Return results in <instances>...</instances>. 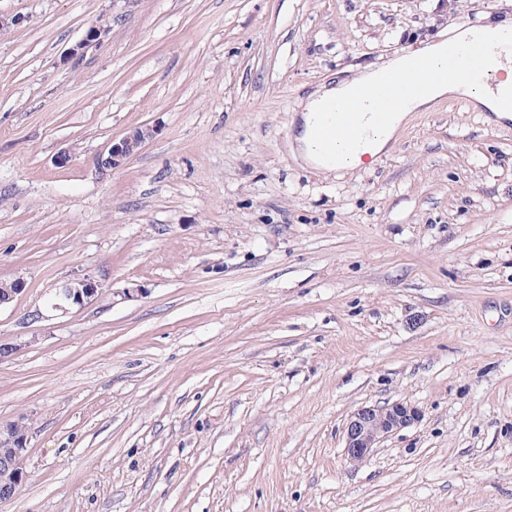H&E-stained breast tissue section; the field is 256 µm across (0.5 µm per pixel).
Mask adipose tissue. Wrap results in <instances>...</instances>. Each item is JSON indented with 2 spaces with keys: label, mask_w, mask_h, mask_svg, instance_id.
<instances>
[{
  "label": "adipose tissue",
  "mask_w": 512,
  "mask_h": 512,
  "mask_svg": "<svg viewBox=\"0 0 512 512\" xmlns=\"http://www.w3.org/2000/svg\"><path fill=\"white\" fill-rule=\"evenodd\" d=\"M354 85L355 83L349 81L338 83L333 87L320 89L312 94L303 106L301 115L302 127L298 142L304 158L316 168L333 171L340 165L347 169L363 166L365 158L375 157L385 151L394 133L401 125L408 121L411 113L427 111L433 103L445 97L459 95L474 97L488 111L494 112L496 121L512 119L511 108L503 106L499 101L490 96L477 93L472 85L450 79L434 80L428 84L421 94L412 98L403 107L396 109L392 114L388 127L376 132L364 149L356 151L351 156L343 158L341 162L336 163L324 159L314 150L310 138V130L313 120L319 117L326 106L348 100Z\"/></svg>",
  "instance_id": "obj_1"
}]
</instances>
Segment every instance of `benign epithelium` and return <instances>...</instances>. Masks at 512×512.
<instances>
[{
	"label": "benign epithelium",
	"instance_id": "obj_1",
	"mask_svg": "<svg viewBox=\"0 0 512 512\" xmlns=\"http://www.w3.org/2000/svg\"><path fill=\"white\" fill-rule=\"evenodd\" d=\"M107 33L104 24L89 28L84 37L69 48L64 61L78 62L87 50L101 42ZM155 134L154 127L136 126L110 143L97 163L105 169H118L135 155ZM21 279L0 284V307L13 302L25 291ZM103 295V282L93 274H83L63 282L55 291L50 309L67 313L82 308ZM420 411L403 402L364 405L351 413L345 426V455L352 463L367 459L379 443L395 432L419 421ZM28 424L20 419L0 425V503L17 496L28 479L26 456L29 444Z\"/></svg>",
	"mask_w": 512,
	"mask_h": 512
}]
</instances>
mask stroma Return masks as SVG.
<instances>
[{
  "label": "stroma",
  "instance_id": "obj_1",
  "mask_svg": "<svg viewBox=\"0 0 512 512\" xmlns=\"http://www.w3.org/2000/svg\"><path fill=\"white\" fill-rule=\"evenodd\" d=\"M0 16V282L26 283L0 342L27 344L0 363V424L31 428L0 512H512V124L444 99L336 173L296 140L321 84L511 21L512 0ZM135 125L157 133L101 169ZM86 271L107 294L51 311ZM395 400L420 420L350 464L349 415ZM108 27L105 24L93 25L89 28L84 37L69 48L64 57V62H74L76 64L87 52L90 47L96 46L101 42L107 33Z\"/></svg>",
  "mask_w": 512,
  "mask_h": 512
}]
</instances>
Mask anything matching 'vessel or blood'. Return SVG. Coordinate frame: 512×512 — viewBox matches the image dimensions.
<instances>
[{
  "label": "vessel or blood",
  "instance_id": "b4317fda",
  "mask_svg": "<svg viewBox=\"0 0 512 512\" xmlns=\"http://www.w3.org/2000/svg\"><path fill=\"white\" fill-rule=\"evenodd\" d=\"M506 64L512 65V37L502 35L491 40L475 34L449 49L444 72L456 80L491 89L503 105L512 107V87L500 82L501 68ZM414 71L411 79L389 72L375 84L355 87L350 101L357 104V111L337 106L313 132L322 156L330 157L335 146L358 148L374 128L389 120L392 110L420 94L433 76L434 66L423 60L415 64Z\"/></svg>",
  "mask_w": 512,
  "mask_h": 512
}]
</instances>
